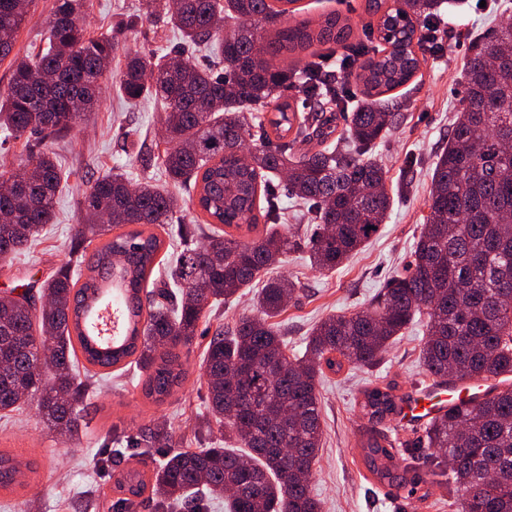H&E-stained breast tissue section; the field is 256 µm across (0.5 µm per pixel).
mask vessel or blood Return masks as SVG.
Instances as JSON below:
<instances>
[{
  "label": "vessel or blood",
  "mask_w": 512,
  "mask_h": 512,
  "mask_svg": "<svg viewBox=\"0 0 512 512\" xmlns=\"http://www.w3.org/2000/svg\"><path fill=\"white\" fill-rule=\"evenodd\" d=\"M491 388L492 384L488 381H472L466 384L432 382L406 398L399 420L406 425H423L443 413L450 405L481 400Z\"/></svg>",
  "instance_id": "b4317fda"
}]
</instances>
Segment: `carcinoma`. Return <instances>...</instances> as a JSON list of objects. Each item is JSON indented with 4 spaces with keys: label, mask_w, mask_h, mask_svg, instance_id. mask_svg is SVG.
<instances>
[{
    "label": "carcinoma",
    "mask_w": 512,
    "mask_h": 512,
    "mask_svg": "<svg viewBox=\"0 0 512 512\" xmlns=\"http://www.w3.org/2000/svg\"><path fill=\"white\" fill-rule=\"evenodd\" d=\"M32 0H0V59L13 50ZM147 14L177 27L187 48L206 45L224 61L215 73L187 59L154 52L126 55L116 80L123 98L151 97L164 114L169 148L162 159L168 184L188 192L196 219L211 224L202 241L183 226L187 246L170 271L166 304L144 293L177 199L150 181L132 184L122 171L97 178L83 200L75 238L99 239L33 297L0 299V412L35 399L47 427L74 437L88 387L135 363L144 396L161 404L186 378L181 362L205 309L261 284L256 314L218 327L204 359L209 417L233 445L166 454L146 479L118 482L131 512L146 497L154 512H204L205 498L232 491L228 512H320L311 483L323 437L318 386L325 371L378 363L403 330L423 321L425 371L445 381L497 380L512 375V24L477 39L465 66L466 95L436 155L428 215L407 267L390 277L370 305L330 315L288 357L286 333L272 323L298 291L286 276L268 277L291 251L305 249L311 265L333 272L360 250L393 204L386 172L373 148L401 119L383 95L419 71L417 31L441 20L447 0H367L384 48L351 42L347 20L330 13L314 24L297 20L265 36L297 0H145ZM91 0H54L45 46L17 58L0 96V130L69 132L98 101L117 53L108 36L87 35L82 19ZM350 51L363 99L336 97L317 69L319 59ZM305 54L303 66L275 60ZM298 86L310 111L298 114L282 91ZM350 110L345 133L328 140L333 110ZM273 112L266 118L264 113ZM18 168L0 172V260L28 248L51 223L61 172L56 158L25 142ZM299 202L315 224L301 241L274 229L282 198ZM390 385L362 391L368 422L398 413ZM111 456L127 448H170L167 428L155 426L111 439ZM361 456L367 470L392 490L424 500L433 486L448 490L458 512H512V385L475 403L452 405L427 423L417 447L366 428ZM16 456L0 450V489L24 485Z\"/></svg>",
    "instance_id": "obj_1"
}]
</instances>
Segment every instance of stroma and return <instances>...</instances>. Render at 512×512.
I'll use <instances>...</instances> for the list:
<instances>
[{"label":"stroma","instance_id":"35a3bbf8","mask_svg":"<svg viewBox=\"0 0 512 512\" xmlns=\"http://www.w3.org/2000/svg\"><path fill=\"white\" fill-rule=\"evenodd\" d=\"M86 17L91 35H113L119 53L111 69L124 63V52L153 50L167 53L181 41L180 32L159 18L141 17L142 0H92ZM301 18L319 21L330 13L350 23L354 35L375 25L366 0H299ZM512 22V0H463L445 13L438 33L444 43L436 49L421 42L420 69L392 96L402 101L403 118L375 155L388 171L393 207L379 231L345 265L333 272L313 268L305 251L290 252L278 272L297 282L299 292L279 318L288 330V350L302 351L310 329L332 314L367 307L388 279L408 261L428 213L429 174L436 155L448 141L453 116L462 107L461 74L469 55L471 36ZM161 111L157 103L126 102L111 84H103L99 101L86 120L60 138L44 139L42 149L54 153L65 179L57 195L52 224L45 227L31 251L0 261V295L29 285L41 287L68 261L75 245L74 228L83 221L81 200L102 173L120 169L135 180L152 177L164 183L161 155ZM413 166L414 182L404 187L406 166ZM252 293L244 291L220 305L199 325L186 353L188 374L163 404L147 400L137 367L112 372L109 381L85 403L86 429L67 439L49 431L28 403L0 417V449H9L36 467L26 487L0 491V512H70L77 494L91 495L95 512H115L121 493L117 481L135 468L153 474L164 460L160 448H131L120 462L100 469L112 436H133L146 426L160 424L174 435L176 449L205 448L223 439L220 430H207V387L202 360L217 324H233L252 309ZM425 329L414 323L399 335L381 362L371 369L344 367L327 373L319 392L324 420L322 448L312 481V493L322 512H455L448 495L432 488L427 499L394 494L371 476L361 461L360 431L368 421L361 414L360 391L371 384H394L398 395L426 386L430 377L419 353Z\"/></svg>","mask_w":512,"mask_h":512}]
</instances>
